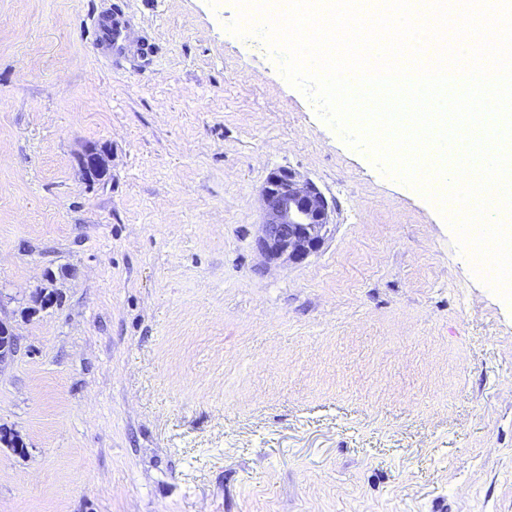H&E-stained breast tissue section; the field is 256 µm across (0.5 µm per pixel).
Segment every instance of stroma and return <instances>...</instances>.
<instances>
[{
  "mask_svg": "<svg viewBox=\"0 0 512 512\" xmlns=\"http://www.w3.org/2000/svg\"><path fill=\"white\" fill-rule=\"evenodd\" d=\"M114 4L150 54L95 52ZM237 12L0 0V512H512V303ZM281 168L332 208L300 264ZM80 164L86 179L90 182L94 179H102L108 171L105 153L96 147L88 148L83 152ZM262 200L258 246L264 253L299 264L321 250L330 232L331 208L315 184L290 169H278L267 178Z\"/></svg>",
  "mask_w": 512,
  "mask_h": 512,
  "instance_id": "stroma-1",
  "label": "stroma"
}]
</instances>
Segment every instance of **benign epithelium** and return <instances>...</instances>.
Instances as JSON below:
<instances>
[{
  "instance_id": "benign-epithelium-1",
  "label": "benign epithelium",
  "mask_w": 512,
  "mask_h": 512,
  "mask_svg": "<svg viewBox=\"0 0 512 512\" xmlns=\"http://www.w3.org/2000/svg\"><path fill=\"white\" fill-rule=\"evenodd\" d=\"M80 164L89 181L101 179L108 171L105 153L96 147L83 152ZM262 200L258 246L264 253L299 264L321 250L330 232L331 208L315 184L290 169H278L267 178ZM15 352L13 329L0 319V363Z\"/></svg>"
}]
</instances>
